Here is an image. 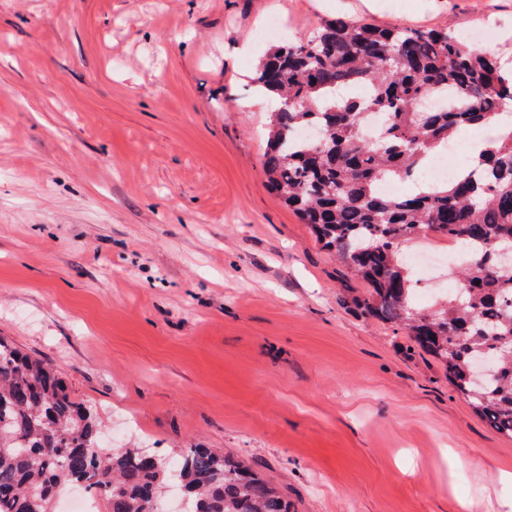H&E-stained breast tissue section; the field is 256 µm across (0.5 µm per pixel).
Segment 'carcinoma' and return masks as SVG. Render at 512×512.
Here are the masks:
<instances>
[{
  "instance_id": "carcinoma-1",
  "label": "carcinoma",
  "mask_w": 512,
  "mask_h": 512,
  "mask_svg": "<svg viewBox=\"0 0 512 512\" xmlns=\"http://www.w3.org/2000/svg\"><path fill=\"white\" fill-rule=\"evenodd\" d=\"M254 83L278 100L263 164L270 190L364 282V312L403 324L474 412L512 438V270L498 265L512 252V131L429 191H380L414 177L462 130L496 122L512 105V70L448 28L336 18L270 47ZM305 129L321 130L323 143L300 139ZM430 234L456 241L468 262L449 269L457 287L442 301L418 307L403 247ZM476 357L497 367L479 383ZM172 481L189 512H289L275 488L214 448H185L173 463L103 446L90 407L57 371L0 342V512H54L73 485L104 512H161Z\"/></svg>"
}]
</instances>
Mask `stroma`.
<instances>
[{
	"instance_id": "stroma-1",
	"label": "stroma",
	"mask_w": 512,
	"mask_h": 512,
	"mask_svg": "<svg viewBox=\"0 0 512 512\" xmlns=\"http://www.w3.org/2000/svg\"><path fill=\"white\" fill-rule=\"evenodd\" d=\"M493 29L512 0H0V338L109 446L216 448L290 512H504L490 429L267 187L270 19Z\"/></svg>"
}]
</instances>
